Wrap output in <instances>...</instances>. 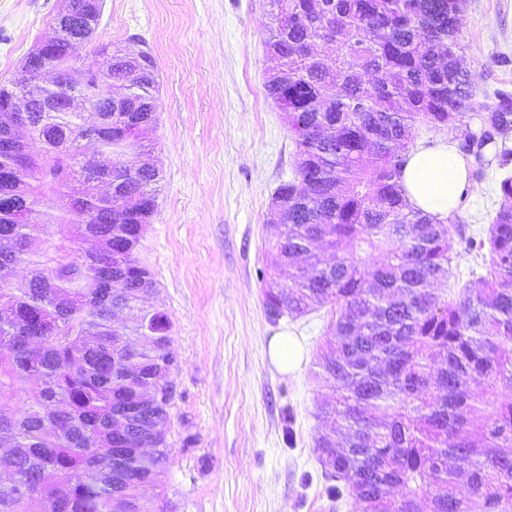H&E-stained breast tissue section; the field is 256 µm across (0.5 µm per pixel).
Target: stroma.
<instances>
[{
    "label": "stroma",
    "instance_id": "stroma-1",
    "mask_svg": "<svg viewBox=\"0 0 512 512\" xmlns=\"http://www.w3.org/2000/svg\"><path fill=\"white\" fill-rule=\"evenodd\" d=\"M66 0H0V82L13 80ZM269 0H103L94 42L149 46L159 75L151 156L161 167L158 209L138 256L156 287L144 305L172 321L168 375L169 464L156 492L169 512L330 510L315 440L333 391L313 378L330 319L326 309L270 321L262 273L275 243L267 214L291 179L295 145L264 82ZM459 40L478 101L512 99V0H465ZM466 163L467 233L487 230L500 203L497 165ZM301 350L282 371L269 353L279 334Z\"/></svg>",
    "mask_w": 512,
    "mask_h": 512
}]
</instances>
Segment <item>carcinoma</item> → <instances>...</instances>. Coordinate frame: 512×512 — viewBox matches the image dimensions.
I'll use <instances>...</instances> for the list:
<instances>
[{
  "label": "carcinoma",
  "instance_id": "cac0c4a2",
  "mask_svg": "<svg viewBox=\"0 0 512 512\" xmlns=\"http://www.w3.org/2000/svg\"><path fill=\"white\" fill-rule=\"evenodd\" d=\"M461 12L460 0H271L278 71L265 89L296 144V174L275 191L288 231L268 258L263 305L273 323L331 314L314 378L335 390L318 408L334 430L315 453L334 459L327 497L349 496L358 512H512V173L486 235L463 238L488 262L477 288L440 287L458 229L412 206L401 184L420 128L476 110ZM54 25L61 34L32 47L33 65L64 75L47 95L94 103L121 82L127 98L91 127L79 112L33 109L22 179L0 182L30 215L0 210V268L27 271L0 283V400H14L0 403V512H149L168 460L172 322L144 309L139 342L112 337L116 310L153 282L138 248L159 169L128 157L157 125V80L128 76L110 42L71 78L72 28ZM511 130L502 104L460 149L481 162L499 140L505 169ZM85 140L110 168L86 161Z\"/></svg>",
  "mask_w": 512,
  "mask_h": 512
}]
</instances>
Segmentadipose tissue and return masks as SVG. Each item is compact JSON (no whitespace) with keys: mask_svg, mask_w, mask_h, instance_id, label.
I'll list each match as a JSON object with an SVG mask.
<instances>
[{"mask_svg":"<svg viewBox=\"0 0 512 512\" xmlns=\"http://www.w3.org/2000/svg\"><path fill=\"white\" fill-rule=\"evenodd\" d=\"M467 181L468 167L456 143L419 144L406 155L405 194L414 207L438 220H445L456 209Z\"/></svg>","mask_w":512,"mask_h":512,"instance_id":"1","label":"adipose tissue"}]
</instances>
